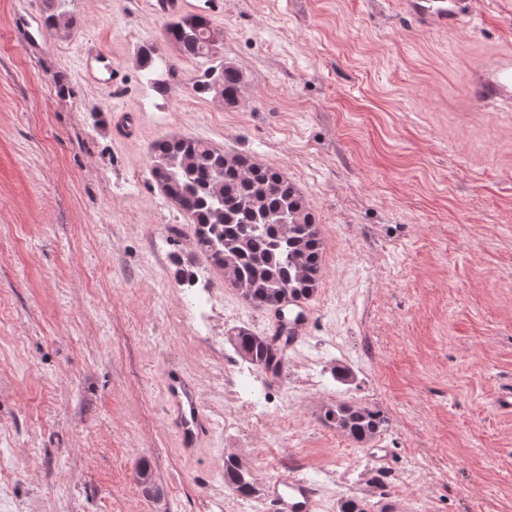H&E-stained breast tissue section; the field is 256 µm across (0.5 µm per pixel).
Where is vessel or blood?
<instances>
[{"instance_id": "1", "label": "vessel or blood", "mask_w": 512, "mask_h": 512, "mask_svg": "<svg viewBox=\"0 0 512 512\" xmlns=\"http://www.w3.org/2000/svg\"><path fill=\"white\" fill-rule=\"evenodd\" d=\"M405 6L418 25L441 30L454 28L465 10L464 0H405ZM81 59L86 78L111 84L112 58L96 43H82ZM472 86L483 100L511 104L512 58H498L476 72ZM261 315L266 336L274 340L278 360L287 362L289 348L301 345L308 334L312 307L306 301L287 298L263 309ZM163 386L180 447L186 450L201 447L210 437L214 422L204 409L194 383L182 372L172 369L165 373ZM266 497L271 512H318L320 508L314 484L295 473L269 484Z\"/></svg>"}]
</instances>
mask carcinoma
Returning a JSON list of instances; mask_svg holds the SVG:
<instances>
[{"label": "carcinoma", "instance_id": "cac0c4a2", "mask_svg": "<svg viewBox=\"0 0 512 512\" xmlns=\"http://www.w3.org/2000/svg\"><path fill=\"white\" fill-rule=\"evenodd\" d=\"M66 2L42 0L45 27L58 36L74 26ZM211 25L202 14H171L163 36L178 59L206 64L193 84L195 93L231 107L238 103L244 73L211 51ZM150 173L164 186L165 199L194 224L197 249L249 304L259 309L288 296L313 295L322 279L323 240L307 201L282 171L247 154H226L201 138L162 137L151 145ZM234 346L258 369L273 359L266 337L250 331L235 336ZM323 422L365 444L388 420L376 408L343 402L329 407ZM224 482L242 496L254 493L247 473L232 459L224 461Z\"/></svg>", "mask_w": 512, "mask_h": 512}]
</instances>
